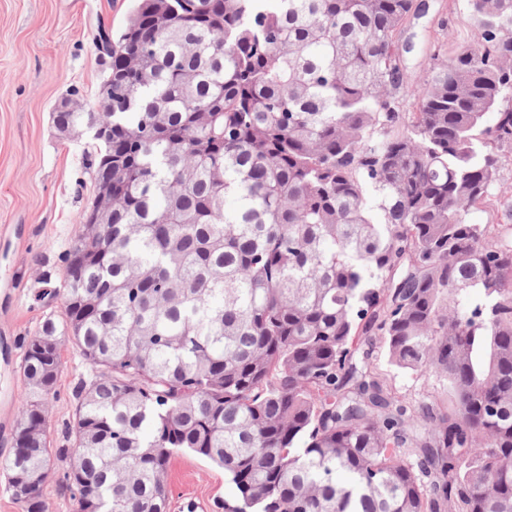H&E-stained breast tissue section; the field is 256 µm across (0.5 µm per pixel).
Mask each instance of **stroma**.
Returning a JSON list of instances; mask_svg holds the SVG:
<instances>
[{"instance_id": "stroma-1", "label": "stroma", "mask_w": 512, "mask_h": 512, "mask_svg": "<svg viewBox=\"0 0 512 512\" xmlns=\"http://www.w3.org/2000/svg\"><path fill=\"white\" fill-rule=\"evenodd\" d=\"M423 13L403 25L402 67L426 83L433 54L454 56L480 34L466 0H425ZM135 0H0V461L12 453L21 406L26 343L46 316L63 317L65 258L79 220L96 195L92 162L101 147L88 128L59 136L53 122L61 101L80 112L97 109L108 65L98 51V24L120 34ZM374 365L405 402L446 406L448 382L389 365L376 348ZM90 367L66 345L56 393L48 403L52 447L68 444L75 390ZM169 512L187 498L224 512L234 491L223 469L181 451L170 462Z\"/></svg>"}]
</instances>
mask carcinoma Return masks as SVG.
Masks as SVG:
<instances>
[{"label":"carcinoma","instance_id":"cac0c4a2","mask_svg":"<svg viewBox=\"0 0 512 512\" xmlns=\"http://www.w3.org/2000/svg\"><path fill=\"white\" fill-rule=\"evenodd\" d=\"M467 2L481 40L423 86L400 60L417 0H137L96 35L98 111L56 129L112 122V216L25 350L0 463L23 512L47 506L21 478L58 471L72 512H167L180 450L224 469V512H512V224L469 220L512 213V0ZM59 329L92 371L67 448L62 354L33 352ZM379 340L448 408L403 403Z\"/></svg>","mask_w":512,"mask_h":512}]
</instances>
